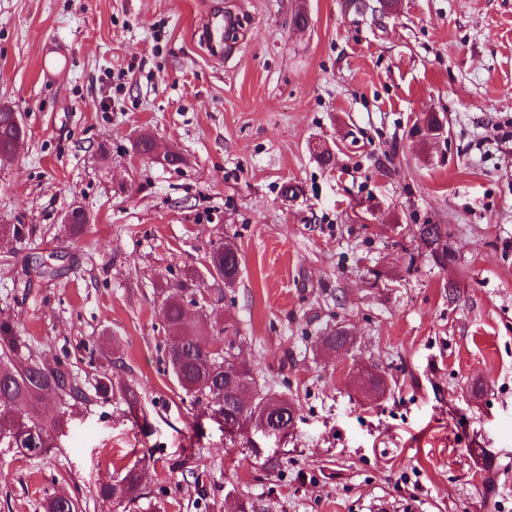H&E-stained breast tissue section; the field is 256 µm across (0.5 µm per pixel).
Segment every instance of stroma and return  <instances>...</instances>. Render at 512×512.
<instances>
[{"label": "stroma", "instance_id": "35a3bbf8", "mask_svg": "<svg viewBox=\"0 0 512 512\" xmlns=\"http://www.w3.org/2000/svg\"><path fill=\"white\" fill-rule=\"evenodd\" d=\"M223 2L240 26L217 59L210 0H0V103L27 132L0 164V224L33 229L0 241V310L86 392L57 449L0 447V512L60 493L81 512H224L230 495L250 512H512V0ZM54 44L66 68L47 83ZM431 115L444 136L426 144L412 125ZM141 131L181 165L136 157ZM420 224L447 225L448 265ZM224 238L240 275L205 278L209 308L295 403L278 444L226 438L165 366L158 289ZM339 325L356 342L328 351ZM363 367L383 393L362 392ZM141 459L144 499L103 501Z\"/></svg>", "mask_w": 512, "mask_h": 512}]
</instances>
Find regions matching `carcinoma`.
I'll return each mask as SVG.
<instances>
[{
  "mask_svg": "<svg viewBox=\"0 0 512 512\" xmlns=\"http://www.w3.org/2000/svg\"><path fill=\"white\" fill-rule=\"evenodd\" d=\"M26 132L13 112H0V155L8 156L24 142ZM417 234L430 250L433 260L443 263L452 258L448 244V226L421 224ZM211 266L224 282L233 283L240 272L236 245L226 240L217 243L207 256ZM199 277L188 271L175 285L176 292L165 295L162 315L166 331L165 356L172 376L193 404L225 416L250 417L238 404L237 392L250 388L256 394L255 410L266 408L288 422L296 413L295 404L257 385L250 367L235 381L224 372V350L207 351L199 339L194 323L187 316L186 297L202 295L197 287ZM237 334L229 319L218 315L213 337L224 342L226 333ZM28 347L18 336L11 319L0 315V430L8 431L6 440L13 448H23L32 454H43L56 447L54 434L63 429L65 413L47 414L43 407L48 397L84 398L81 388L72 378L67 363L61 359L53 364H40L26 357ZM142 462L135 463L123 476L100 486V496L106 501L134 503L142 498ZM44 512H79V503L71 496H52L44 503Z\"/></svg>",
  "mask_w": 512,
  "mask_h": 512,
  "instance_id": "carcinoma-1",
  "label": "carcinoma"
}]
</instances>
